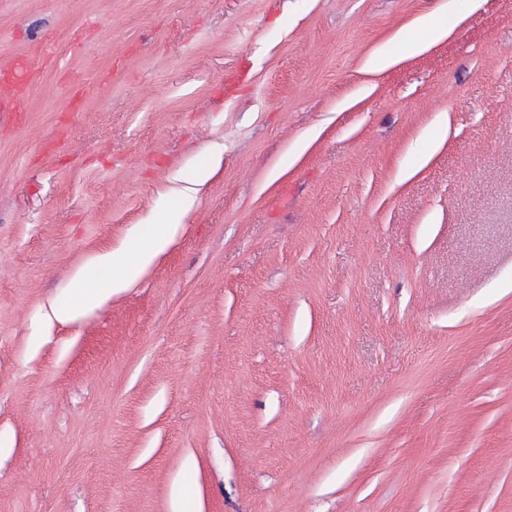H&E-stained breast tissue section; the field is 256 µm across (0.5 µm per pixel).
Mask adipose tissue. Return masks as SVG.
Masks as SVG:
<instances>
[{"instance_id": "obj_1", "label": "adipose tissue", "mask_w": 512, "mask_h": 512, "mask_svg": "<svg viewBox=\"0 0 512 512\" xmlns=\"http://www.w3.org/2000/svg\"><path fill=\"white\" fill-rule=\"evenodd\" d=\"M222 161L221 154H211L196 185L174 190L177 204L157 217L153 230L133 231L118 247L97 255V263L109 269V278L94 284L74 278L68 303L53 307V319L60 323L78 321L112 296L131 288L142 272L173 244L181 224L196 203L201 186L220 170Z\"/></svg>"}]
</instances>
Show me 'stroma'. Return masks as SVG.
I'll use <instances>...</instances> for the list:
<instances>
[{"label":"stroma","mask_w":512,"mask_h":512,"mask_svg":"<svg viewBox=\"0 0 512 512\" xmlns=\"http://www.w3.org/2000/svg\"><path fill=\"white\" fill-rule=\"evenodd\" d=\"M447 4L0 0V512H512V0L371 64ZM412 26L414 28L402 32L396 36H394L389 43L397 42L401 40L404 35L410 31H416L419 33L420 37L417 41H415L413 47L417 51H421L427 47L428 44L440 40L448 35L447 26L436 21V19L432 18H422L415 21ZM222 161V154L212 153L195 186L173 189L170 193L178 198V202L157 217L153 230L143 233L136 229L118 247L97 255V263L109 269V278L90 284L75 277L69 288L68 303L52 308L53 319L60 323L78 321L112 296L131 288L142 272L174 243L201 188L220 170Z\"/></svg>","instance_id":"obj_1"}]
</instances>
